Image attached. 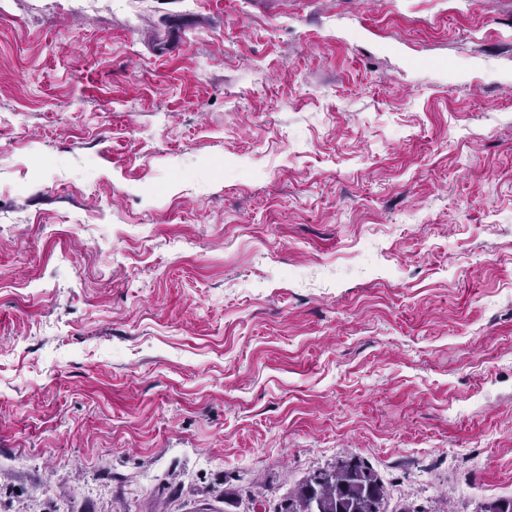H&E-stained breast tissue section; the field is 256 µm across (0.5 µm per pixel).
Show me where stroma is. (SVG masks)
Here are the masks:
<instances>
[{
	"instance_id": "stroma-1",
	"label": "stroma",
	"mask_w": 512,
	"mask_h": 512,
	"mask_svg": "<svg viewBox=\"0 0 512 512\" xmlns=\"http://www.w3.org/2000/svg\"><path fill=\"white\" fill-rule=\"evenodd\" d=\"M349 453L512 497V0H0V512Z\"/></svg>"
}]
</instances>
